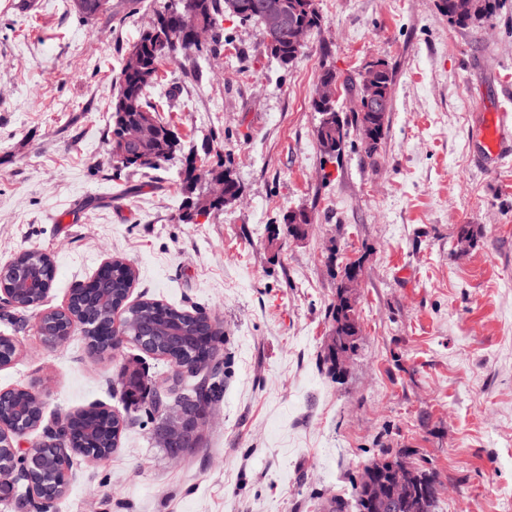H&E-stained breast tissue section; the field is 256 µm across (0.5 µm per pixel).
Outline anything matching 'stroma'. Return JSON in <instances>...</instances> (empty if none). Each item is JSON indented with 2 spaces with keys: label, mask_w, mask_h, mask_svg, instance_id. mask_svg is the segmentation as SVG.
I'll return each mask as SVG.
<instances>
[{
  "label": "stroma",
  "mask_w": 512,
  "mask_h": 512,
  "mask_svg": "<svg viewBox=\"0 0 512 512\" xmlns=\"http://www.w3.org/2000/svg\"><path fill=\"white\" fill-rule=\"evenodd\" d=\"M13 2L0 0V270L37 249L56 277L39 307L0 304L17 346L0 392L40 391L47 424L98 405L126 420L49 512H325L383 447L434 475L436 512H512V156L484 162L472 136L476 112L512 117V0L469 27L437 0H316L321 26L285 68L258 25L224 16L220 51L160 68L184 146L210 148L243 188L194 224L178 221L180 165L117 175L107 141L122 60L164 0H112L92 20L72 0ZM377 59L394 72L384 139L325 158L322 71L354 79ZM298 209L312 222L293 241L279 228ZM113 258L133 265L130 301L224 324V396L176 462L154 416L120 399L124 364L152 380L166 361L130 342L93 355L80 327L60 346L37 333ZM346 259L362 265V333L339 384L319 357Z\"/></svg>",
  "instance_id": "stroma-1"
}]
</instances>
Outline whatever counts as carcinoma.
<instances>
[{
  "label": "carcinoma",
  "mask_w": 512,
  "mask_h": 512,
  "mask_svg": "<svg viewBox=\"0 0 512 512\" xmlns=\"http://www.w3.org/2000/svg\"><path fill=\"white\" fill-rule=\"evenodd\" d=\"M244 4L237 17L242 22H257L266 27L265 15L259 8L262 0H239ZM283 12L294 23L312 32L321 25V18L315 0H277ZM479 8L472 12H458V0H439V9L452 23L467 27L488 22L496 8V0H477ZM225 0H165L164 6L155 12V22L143 29L138 41L137 62L125 56L118 77V89L112 98V127L109 130L111 149L121 146L124 126L136 122L142 115H149L158 130L170 128L163 121L158 108L148 95L159 78L160 67L165 62H174L179 54L188 49L203 50L201 45L191 41L192 24L204 26L210 32L220 27ZM304 45L291 40L265 43L266 52L282 65H288L303 52ZM371 81L378 95L385 101L392 100L394 74L388 64L380 60L368 64L355 84V95L360 97L361 111L353 113L352 118H344L336 105L323 106L316 102L312 106L321 115L316 129V139L322 154L336 159L344 150L349 125H355L359 132L361 145L367 154L376 151L387 130L388 113L383 110L374 112L368 109L364 98V83ZM145 160L126 163L112 156L118 169L130 171L158 170L177 156L187 157L183 152L180 138L169 141L159 137L151 140L144 148ZM183 188L186 200L179 216L183 224H194L198 216L208 215L224 209V200L209 198L207 188L202 182L217 178L224 181V194H233L242 190L239 181L234 178L230 168L219 165L213 167L208 159H203L200 173L188 166L182 171ZM311 216L305 211L292 212L284 224L288 235L305 237ZM135 275L132 268L123 260L114 259L112 263L98 271L95 279L85 288L74 291L78 307L77 315L88 326L89 342L104 347L110 341V327L114 310H123V321L128 336L148 334L152 341L146 351L163 358L174 367L172 374L155 379L153 386H147L141 371L131 365L123 370L121 398L127 403L144 405L157 416L156 430L162 427V403L171 399L194 402L203 407L220 397L224 386V361L216 343L224 336L223 325L202 311L190 313L167 306L154 300H144L127 304L129 290ZM5 283L16 288L13 298L18 309L38 306L43 301L40 289L50 288L55 280V266L46 254L38 250H28L17 257L15 267L5 270ZM343 283L336 288V301L329 309L332 328L335 332L333 344L324 351L322 365L327 374L342 379L336 370V356L343 353H358L361 325L356 304L341 296ZM0 422L19 423L36 428L42 423L39 402L24 388L12 389L0 393ZM123 420L107 412L96 409L77 413L70 424L71 438L78 453L92 460L107 456L117 447V441ZM408 462V457L388 448L379 450L376 458L367 464L358 479L353 481L354 505L344 499L330 502V512H435L440 489L431 473L419 464L410 463L414 469V483L405 493V499L394 508H384L369 499V487L382 483L386 479L390 464ZM69 456L54 452L41 458L35 469L34 479L40 485L47 498H55L63 492V479L72 468Z\"/></svg>",
  "instance_id": "obj_1"
}]
</instances>
